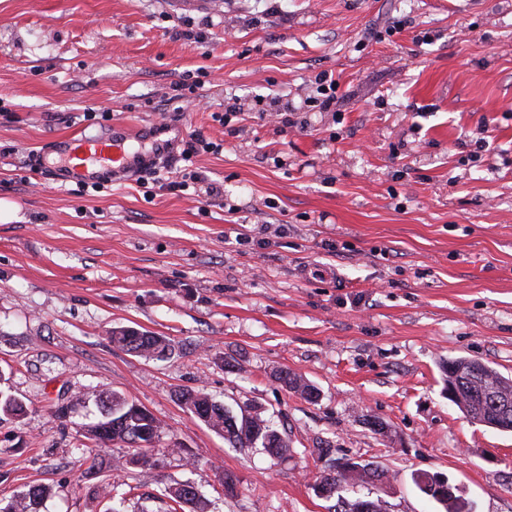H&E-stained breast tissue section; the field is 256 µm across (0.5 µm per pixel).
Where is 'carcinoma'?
Returning <instances> with one entry per match:
<instances>
[{
	"label": "carcinoma",
	"mask_w": 512,
	"mask_h": 512,
	"mask_svg": "<svg viewBox=\"0 0 512 512\" xmlns=\"http://www.w3.org/2000/svg\"><path fill=\"white\" fill-rule=\"evenodd\" d=\"M112 345L138 356L163 360L174 353V345L162 335L133 328H117L110 336ZM444 393L472 423L500 431L512 432V376H504L478 359L459 357L440 363ZM277 380L287 391L314 402L319 398L318 389L302 376L281 370ZM178 401L191 415L204 422L216 433L224 436L230 445L241 450L262 448L274 459H286L292 448L288 437L282 434L256 408L235 413L214 402L208 394L195 389H182ZM100 418L83 423L77 434L95 442L88 449L91 465H96L100 446L124 443L135 448L129 460L133 465H149V452L153 451L164 433L163 423L145 406L118 392L100 393L95 396ZM25 412L21 400L0 389V415L18 418ZM419 489L443 506L444 512H471L461 498L449 490L448 479L439 474H418L414 477ZM390 483L384 468L348 458L329 461L316 476L314 491L317 496L330 499L337 492L349 487L369 485L383 491ZM49 489L32 486L22 495L10 499L0 512H41ZM167 502L166 512H183L191 504L194 512H209V502L187 482L164 489L159 497ZM333 512H382L381 498L337 499Z\"/></svg>",
	"instance_id": "carcinoma-1"
}]
</instances>
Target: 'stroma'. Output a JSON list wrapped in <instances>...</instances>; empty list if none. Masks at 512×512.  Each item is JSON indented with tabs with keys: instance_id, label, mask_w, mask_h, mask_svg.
<instances>
[{
	"instance_id": "1",
	"label": "stroma",
	"mask_w": 512,
	"mask_h": 512,
	"mask_svg": "<svg viewBox=\"0 0 512 512\" xmlns=\"http://www.w3.org/2000/svg\"><path fill=\"white\" fill-rule=\"evenodd\" d=\"M119 123L169 125L171 171L192 135L222 149L177 193L47 178L54 140ZM0 200L18 215L0 223V388L27 407L0 423V499L39 484L44 512H106L102 485L136 484L126 445L91 468L84 408L55 417L114 391L166 427L124 512L184 482L212 512H327L323 448L388 469L384 512H439L417 472L512 512V434L465 418L439 368L512 374V0H0ZM116 327L175 353L115 347ZM187 388L272 414L291 456L232 448L183 410ZM110 341L116 347L148 359L163 360L174 353V345L166 336L148 331L138 333L129 327L112 330ZM276 378L287 391L306 401L315 402L319 398L318 389L301 375L286 369L280 370Z\"/></svg>"
}]
</instances>
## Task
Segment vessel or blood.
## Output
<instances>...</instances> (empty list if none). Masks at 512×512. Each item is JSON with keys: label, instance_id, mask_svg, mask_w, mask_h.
Listing matches in <instances>:
<instances>
[{"label": "vessel or blood", "instance_id": "vessel-or-blood-1", "mask_svg": "<svg viewBox=\"0 0 512 512\" xmlns=\"http://www.w3.org/2000/svg\"><path fill=\"white\" fill-rule=\"evenodd\" d=\"M131 139L129 129L122 124L114 125L111 133L99 137L69 135L60 138L52 148L57 159L48 172L57 182L96 183L105 178L124 181L129 174L161 155L157 149L149 153L132 150Z\"/></svg>", "mask_w": 512, "mask_h": 512}]
</instances>
